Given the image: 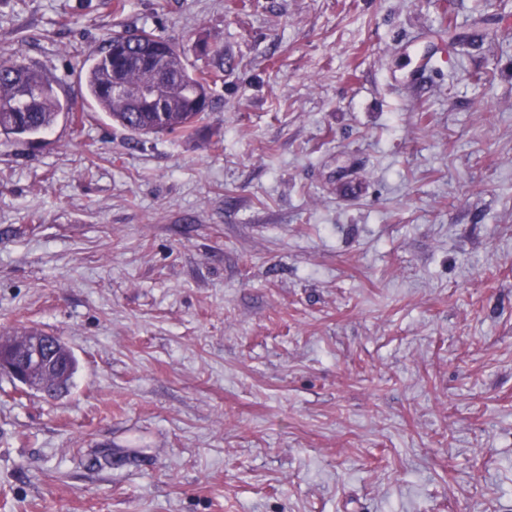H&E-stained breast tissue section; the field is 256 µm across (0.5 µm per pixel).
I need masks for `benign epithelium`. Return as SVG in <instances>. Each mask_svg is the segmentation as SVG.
Masks as SVG:
<instances>
[{"mask_svg":"<svg viewBox=\"0 0 512 512\" xmlns=\"http://www.w3.org/2000/svg\"><path fill=\"white\" fill-rule=\"evenodd\" d=\"M58 343V337L43 333L28 337L19 349L0 346V374L23 386L32 385L41 374L52 369L53 351Z\"/></svg>","mask_w":512,"mask_h":512,"instance_id":"obj_1","label":"benign epithelium"}]
</instances>
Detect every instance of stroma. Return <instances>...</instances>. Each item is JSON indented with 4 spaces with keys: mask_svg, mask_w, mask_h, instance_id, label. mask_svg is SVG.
<instances>
[{
    "mask_svg": "<svg viewBox=\"0 0 512 512\" xmlns=\"http://www.w3.org/2000/svg\"><path fill=\"white\" fill-rule=\"evenodd\" d=\"M114 2L0 0V51L230 65L194 140L0 143V339L79 362L0 376V512H512V0ZM36 329H25L14 334L16 337L2 341L6 346H22L20 349H7L0 345V374H5L23 386L29 387L38 377L52 369L54 344H59L57 336ZM41 334V335H38ZM37 335V336H34ZM27 336H29L27 338ZM27 338V340H26ZM26 340V342H25ZM25 343V344H24ZM65 352L64 366L67 375L63 378L57 372H48L42 381L41 392L56 395L66 391L77 371L78 360L74 353L62 342Z\"/></svg>",
    "mask_w": 512,
    "mask_h": 512,
    "instance_id": "obj_1",
    "label": "stroma"
}]
</instances>
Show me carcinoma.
<instances>
[{
	"label": "carcinoma",
	"instance_id": "obj_1",
	"mask_svg": "<svg viewBox=\"0 0 512 512\" xmlns=\"http://www.w3.org/2000/svg\"><path fill=\"white\" fill-rule=\"evenodd\" d=\"M108 54L91 52L85 61L81 98L91 100L112 124L136 134L176 135L192 138L200 131L207 114L214 111L213 89L224 82V53L212 51L211 61L200 70L189 68L183 53L168 38L141 27L116 33L107 43ZM156 61L170 74L161 90V107L137 101L114 91L120 83L128 88L150 90L156 82ZM82 120L75 103L61 101L53 82L24 63L17 51L0 54V139L33 140L50 130L61 115ZM67 375L54 371L43 378L40 391L56 395L68 389L77 371L74 353L62 346Z\"/></svg>",
	"mask_w": 512,
	"mask_h": 512
}]
</instances>
